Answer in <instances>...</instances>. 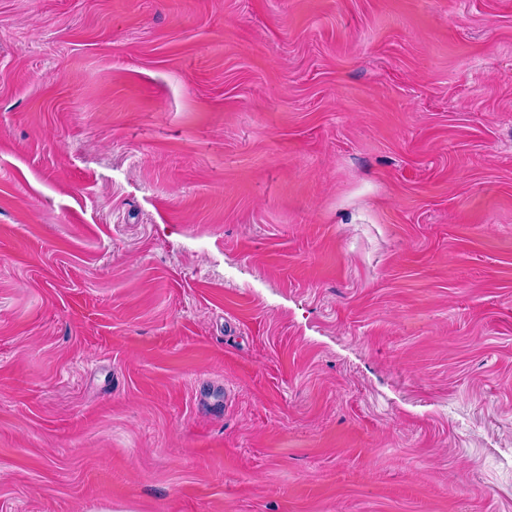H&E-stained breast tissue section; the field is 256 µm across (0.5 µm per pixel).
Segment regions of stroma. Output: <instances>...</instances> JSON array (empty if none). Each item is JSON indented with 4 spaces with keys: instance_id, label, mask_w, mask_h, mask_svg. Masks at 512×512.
I'll use <instances>...</instances> for the list:
<instances>
[{
    "instance_id": "35a3bbf8",
    "label": "stroma",
    "mask_w": 512,
    "mask_h": 512,
    "mask_svg": "<svg viewBox=\"0 0 512 512\" xmlns=\"http://www.w3.org/2000/svg\"><path fill=\"white\" fill-rule=\"evenodd\" d=\"M0 512H512V0H0Z\"/></svg>"
}]
</instances>
